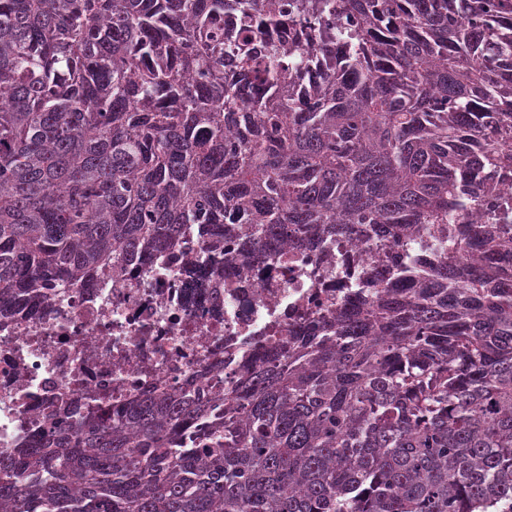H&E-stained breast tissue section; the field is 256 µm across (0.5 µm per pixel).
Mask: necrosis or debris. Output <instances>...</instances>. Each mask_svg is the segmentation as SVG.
Here are the masks:
<instances>
[{
  "label": "necrosis or debris",
  "mask_w": 512,
  "mask_h": 512,
  "mask_svg": "<svg viewBox=\"0 0 512 512\" xmlns=\"http://www.w3.org/2000/svg\"><path fill=\"white\" fill-rule=\"evenodd\" d=\"M210 239L186 234L171 250L123 270L47 289L37 308L0 316V451L40 439L54 413L76 405L113 409L185 384L211 385L246 369L243 355L287 344L304 325L327 320L357 298H373L368 274L386 260H443L437 241L375 242L340 237L259 262H224L190 292L194 257Z\"/></svg>",
  "instance_id": "4bbe7bcc"
}]
</instances>
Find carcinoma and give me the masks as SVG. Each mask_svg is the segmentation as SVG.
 Segmentation results:
<instances>
[{
	"mask_svg": "<svg viewBox=\"0 0 512 512\" xmlns=\"http://www.w3.org/2000/svg\"><path fill=\"white\" fill-rule=\"evenodd\" d=\"M508 173L512 0H0V314L188 230L253 260L473 208L466 265L375 271L224 394L0 452V512H512Z\"/></svg>",
	"mask_w": 512,
	"mask_h": 512,
	"instance_id": "obj_1",
	"label": "carcinoma"
}]
</instances>
